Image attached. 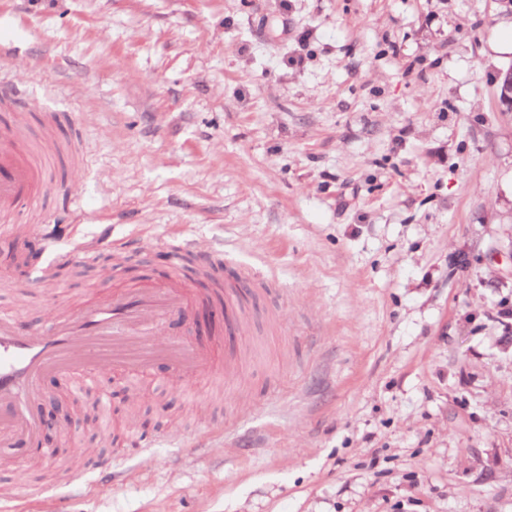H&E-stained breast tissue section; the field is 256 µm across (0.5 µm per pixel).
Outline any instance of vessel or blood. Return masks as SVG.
Instances as JSON below:
<instances>
[{"label": "vessel or blood", "mask_w": 512, "mask_h": 512, "mask_svg": "<svg viewBox=\"0 0 512 512\" xmlns=\"http://www.w3.org/2000/svg\"><path fill=\"white\" fill-rule=\"evenodd\" d=\"M21 136L18 124L0 132L1 220L34 197L36 170L16 153ZM198 299L176 271L161 280L114 287L104 297L86 293L79 309L56 306L46 327L25 325L17 313H0V447L18 459L37 452L44 430L39 398L47 374L110 366L140 375L160 358L187 379L212 371L210 350L160 337L166 322L189 313Z\"/></svg>", "instance_id": "vessel-or-blood-1"}]
</instances>
